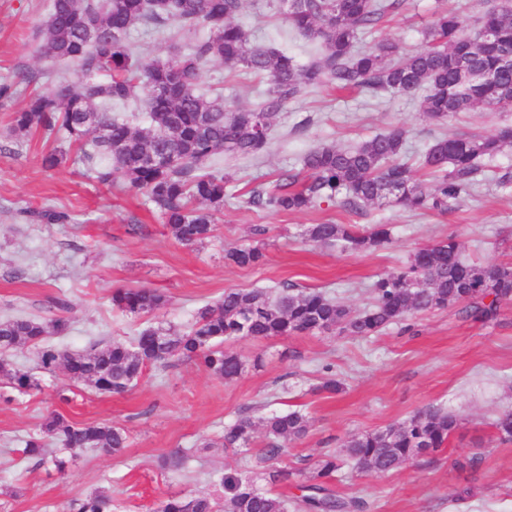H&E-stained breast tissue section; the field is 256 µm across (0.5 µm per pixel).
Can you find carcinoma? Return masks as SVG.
Segmentation results:
<instances>
[{"label": "carcinoma", "instance_id": "cac0c4a2", "mask_svg": "<svg viewBox=\"0 0 512 512\" xmlns=\"http://www.w3.org/2000/svg\"><path fill=\"white\" fill-rule=\"evenodd\" d=\"M245 0H52L40 28L41 48L51 60L74 63L78 80H61L46 93H35L13 113L10 132L21 138L37 131L61 133L79 147L78 161L97 181L110 185L118 177L125 187L142 194L163 218L173 238L194 246L209 238L224 209L229 176L220 155H262L276 116L304 90L325 84L338 89L359 88L376 95L391 91L422 93L420 108L443 122L476 107L512 108V0H496L480 17L477 33L467 32L465 20L448 11L437 13L423 31L424 46L412 52L383 38L373 47H357L360 35L394 12L402 0H278L281 21L319 44L318 54L299 64L287 52L250 43L236 22ZM143 24L186 31L203 28L208 36L195 41L173 60L142 64L132 47L131 30ZM213 61L244 70L268 82L262 102L240 107L211 98L198 84ZM135 106L147 113L149 126L140 127L112 116V106ZM512 147V128L495 135L442 136L419 156V167L432 176L426 186L402 162L404 133L392 129L354 148L323 146L306 153L302 172L279 174L267 191L253 190L248 203L273 212H303L322 203L341 202L351 208L402 207L410 211L445 213L474 192L482 161ZM307 237L319 244H336L366 252L392 242L385 224L357 231L350 224H314ZM224 259L253 266L264 259L262 248L248 244L225 250ZM372 303L354 311L322 291L229 289L224 297L200 307L184 331L147 326L129 342L112 341L82 353L47 343L61 336L69 319L11 318L0 320V371L4 356L19 346L36 350L41 369L63 368L71 379L101 393H121L148 366H169L192 359L226 382L239 378L243 358L226 348L240 339L340 332L369 337L419 312L464 305L466 316L486 321L512 300V265L478 263L461 255L449 236L415 250L401 270L379 277L371 285ZM164 295L147 288L117 290L112 305L130 314H149L164 305ZM21 392L37 387L32 375L15 369L10 376ZM343 383L326 368L318 393L338 394ZM267 440L254 458L273 483L296 484L300 472L274 462L288 455V444L309 433L310 418L300 410L272 413L261 419ZM458 428L457 417L429 406L405 421L374 432L349 436L315 464L307 484H297L291 497L259 490L237 472L219 477L224 498L209 495L173 496L161 512H366L361 497L344 498L325 485L344 466L358 473L387 474L418 457H431ZM497 438L512 441V411L494 422ZM256 422L247 413L224 426V449H249ZM123 429L107 423L80 424L52 414L42 434L25 441L23 454L40 465L49 445L63 450L99 448L116 454L126 447ZM189 456L174 450L161 467L179 473ZM69 512H112V496L102 491L74 499Z\"/></svg>", "mask_w": 512, "mask_h": 512}]
</instances>
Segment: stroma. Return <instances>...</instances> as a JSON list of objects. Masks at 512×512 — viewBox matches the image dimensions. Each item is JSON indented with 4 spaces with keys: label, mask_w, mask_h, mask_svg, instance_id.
<instances>
[{
    "label": "stroma",
    "mask_w": 512,
    "mask_h": 512,
    "mask_svg": "<svg viewBox=\"0 0 512 512\" xmlns=\"http://www.w3.org/2000/svg\"><path fill=\"white\" fill-rule=\"evenodd\" d=\"M50 5L51 0H0V83L16 90L0 107V319L49 318L68 304L70 328L50 342L79 352L98 342L130 340L156 322L184 329L199 307L215 303L228 289L287 282L359 309L368 303L377 277L401 269L416 249L448 236L469 260L512 264V149L485 160L487 179L444 214L339 203L275 213L247 204L250 189L271 187L281 170H300L312 148L351 147L398 127L412 163L434 138L485 136L512 126L511 109L476 108L436 122L423 116L416 94L374 97L326 85L312 89L281 111L260 160L225 161L230 180L224 212L213 235L192 247L172 238L145 197L118 181L98 184L74 153H67L58 168L45 170L41 157L61 145V138L37 132L20 140L9 127L31 91L77 77L75 64L41 53L39 27ZM443 8L460 11L471 29L483 11L478 0H405L363 34L362 44L389 37L404 49H417L423 29ZM238 21L253 44L283 49L300 63L317 52L275 16L272 0H246ZM206 35L203 29L178 34L140 26L130 40L149 63L176 58ZM24 71L37 74L34 85L20 82ZM199 84L204 93L223 87L226 102L246 107L256 106L267 89L217 62L203 69ZM31 209L64 211L71 221L34 223L26 217ZM323 223L386 224L393 241L368 253L309 242L307 229ZM257 224L267 229L258 238L252 234ZM253 241L265 254L260 265L225 263L226 248ZM127 288L157 290L166 303L149 315L123 313L113 307L112 294ZM228 348L245 361L233 382L179 361L164 369L147 367L137 385L122 394L73 386L64 371L40 369L33 348H16L10 368L28 370L37 387L18 392L0 372V512H66L71 500L99 490L111 494L113 512H157L170 497L211 493L212 475L250 472L253 453L264 446L259 434L247 452L216 447L225 424L245 411L254 417L290 409L308 413V435L281 460L284 467L302 468L350 434L384 429L430 405L459 418L457 432L434 459L419 458L384 475L332 478L337 494L368 500L371 512H512V442H499L492 427L502 412L512 410V302L502 304L497 319L488 322L464 318L456 305L366 338L295 335L240 339ZM328 367L344 382L343 393H315ZM54 411L71 422H108L124 429L128 446L115 455L95 448L66 452L62 474L49 461L34 465L21 452L23 441ZM177 448L189 456L188 472L162 473L158 458ZM463 456L478 457V468L458 471L454 461Z\"/></svg>",
    "instance_id": "1"
}]
</instances>
